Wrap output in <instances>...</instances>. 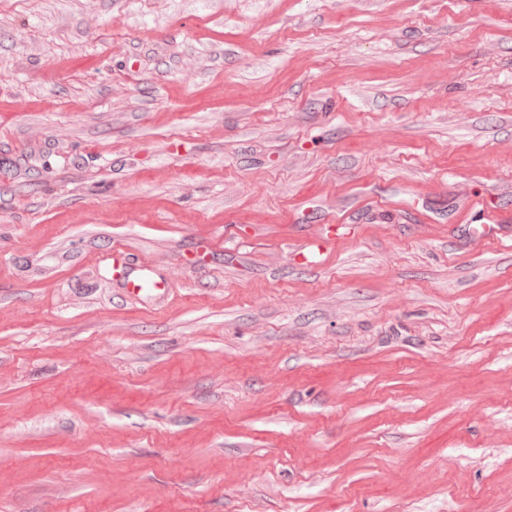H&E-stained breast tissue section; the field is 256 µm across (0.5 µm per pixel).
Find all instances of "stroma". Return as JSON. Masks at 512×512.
I'll return each mask as SVG.
<instances>
[{"instance_id":"stroma-1","label":"stroma","mask_w":512,"mask_h":512,"mask_svg":"<svg viewBox=\"0 0 512 512\" xmlns=\"http://www.w3.org/2000/svg\"><path fill=\"white\" fill-rule=\"evenodd\" d=\"M510 196L512 0H0V512H512ZM480 236L490 244L501 242L512 234V208L508 206H485L482 208ZM112 276L118 275L126 294H137L146 299H160L166 288L160 278L150 274L143 265L131 267L125 254L118 248L112 251Z\"/></svg>"}]
</instances>
